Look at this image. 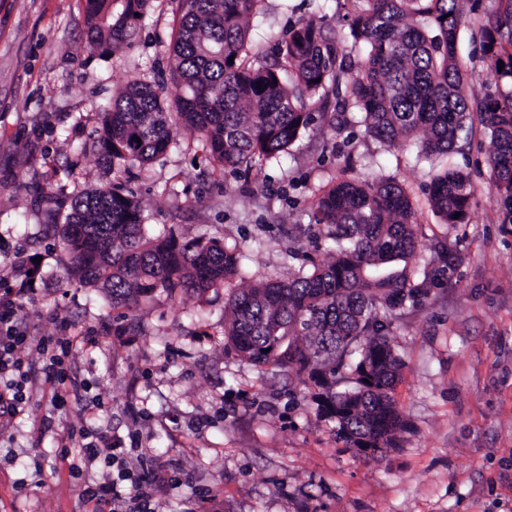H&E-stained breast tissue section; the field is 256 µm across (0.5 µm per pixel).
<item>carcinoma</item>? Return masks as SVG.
<instances>
[{"label":"carcinoma","instance_id":"1","mask_svg":"<svg viewBox=\"0 0 512 512\" xmlns=\"http://www.w3.org/2000/svg\"><path fill=\"white\" fill-rule=\"evenodd\" d=\"M150 2L86 0L89 47L128 46L136 14ZM169 2L178 17L171 54L181 93L169 100L140 80L115 94L97 142L112 168L151 162L173 147L180 126L219 166L249 171L289 153L308 131L328 125L341 133V116L354 110L384 146L425 133L419 156L443 168L429 205L442 223L466 224L475 187L442 157L468 139L477 115L512 223V0L481 30L485 78L477 91L463 80L455 48L467 0H347V29L300 23L263 60L250 56L249 43L260 0ZM314 218L334 244L332 258L238 289L224 303V340L254 365L314 382L336 438L383 454L398 447L407 427L393 396L405 363L386 316L428 295V279L413 263L416 210L393 179L342 174L321 188ZM56 229L72 273L102 283L114 306L136 308L158 294L202 298L241 274L235 245L148 234L139 201L120 182L78 196Z\"/></svg>","mask_w":512,"mask_h":512}]
</instances>
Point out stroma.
<instances>
[{"label":"stroma","mask_w":512,"mask_h":512,"mask_svg":"<svg viewBox=\"0 0 512 512\" xmlns=\"http://www.w3.org/2000/svg\"><path fill=\"white\" fill-rule=\"evenodd\" d=\"M86 0H0V284L22 252L33 270L21 300L32 339L95 330L65 360L85 385L54 407L33 374L26 413L0 425V512H84L80 488L106 477L102 462L74 471L56 440L109 431L126 467L160 476L161 512H512V224L504 223L481 122L450 163L476 189L466 224L430 209L433 174L419 140L382 147L353 124L305 133L288 155L232 175L193 135L128 170L149 231L237 245L242 280L283 279L327 257L311 218L320 188L348 171L393 177L417 213L416 264L426 298L399 308L390 327L405 366L395 390L408 430L398 448L364 457L337 441L314 384L257 367L224 346V303L239 282L135 309L112 306L81 283L53 225L72 199L112 185L97 140L115 93L136 79L166 97L175 16L154 0L131 46L112 53L85 40ZM499 0H469L457 54L470 81L482 71L480 27ZM343 0H261L251 47L269 54L291 26L343 27Z\"/></svg>","instance_id":"obj_1"}]
</instances>
